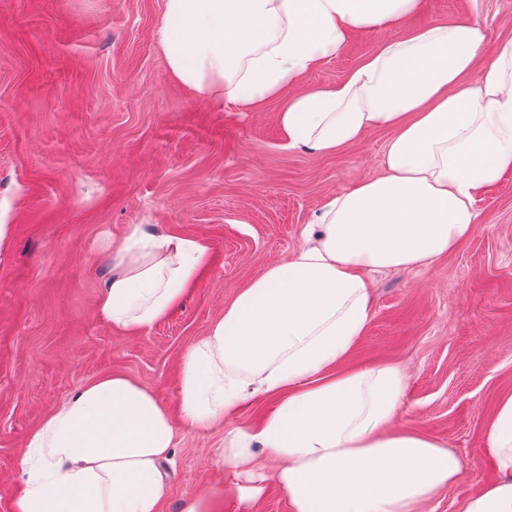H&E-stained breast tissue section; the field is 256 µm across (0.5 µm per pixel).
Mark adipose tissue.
<instances>
[{"label":"adipose tissue","instance_id":"ef3b65f1","mask_svg":"<svg viewBox=\"0 0 512 512\" xmlns=\"http://www.w3.org/2000/svg\"><path fill=\"white\" fill-rule=\"evenodd\" d=\"M421 0H166L160 45L170 75L242 112L282 100L284 148L335 154L392 130L386 173L333 197L288 260L239 292L182 358L184 425L205 428L270 397L224 435L239 501L275 485L290 512H422L462 474L460 458L392 423L406 388L394 365L342 364L372 315L373 273L427 265L474 231L478 190L512 169V40L480 83L464 82L486 39L476 22L432 23L386 40L343 80L309 86L355 29L383 31ZM206 241L133 229L112 250L98 316L141 334L174 309ZM174 421L154 394L112 374L62 401L29 435L14 512H160L159 468ZM500 477L459 512H512V395L487 429Z\"/></svg>","mask_w":512,"mask_h":512}]
</instances>
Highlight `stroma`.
I'll use <instances>...</instances> for the list:
<instances>
[{
	"mask_svg": "<svg viewBox=\"0 0 512 512\" xmlns=\"http://www.w3.org/2000/svg\"><path fill=\"white\" fill-rule=\"evenodd\" d=\"M165 0H0V512H14L26 439L70 393L119 372L175 417L160 512L223 490L224 430L257 423L263 398L224 426L180 423L184 352L237 294L301 244L334 196L384 172L392 133L373 129L342 153L284 149L276 115L197 100L172 79L159 44ZM477 22L487 38L477 81L512 40V0H422L387 31H351L307 83L341 81L384 41L428 24ZM473 234L433 263L373 277L374 308L344 366L401 367L399 430L447 445L458 480L423 512H458L498 479L484 455L499 400L512 395V171L476 195ZM208 242L210 262L146 333L101 320L111 245L132 226Z\"/></svg>",
	"mask_w": 512,
	"mask_h": 512,
	"instance_id": "obj_1",
	"label": "stroma"
}]
</instances>
